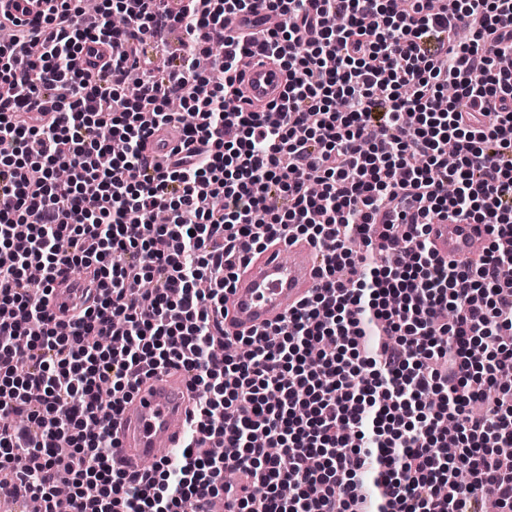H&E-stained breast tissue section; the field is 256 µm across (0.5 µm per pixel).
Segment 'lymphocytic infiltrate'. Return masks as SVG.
Wrapping results in <instances>:
<instances>
[{
  "instance_id": "1",
  "label": "lymphocytic infiltrate",
  "mask_w": 512,
  "mask_h": 512,
  "mask_svg": "<svg viewBox=\"0 0 512 512\" xmlns=\"http://www.w3.org/2000/svg\"><path fill=\"white\" fill-rule=\"evenodd\" d=\"M81 2L48 0L27 29L0 15V495L42 512L61 482L66 512H205L219 495L235 512H512V74L496 65L512 0ZM261 10L283 24L225 39V16ZM175 27L181 53L150 70L149 38ZM90 43L122 50L74 69ZM254 56L287 76L265 110L236 102ZM173 122L186 153L161 168L147 138ZM442 214L484 225L488 250L438 262ZM291 235L319 249L321 288L227 337L238 263ZM65 266L99 288L68 333L38 297ZM171 369L196 394L187 452L127 472L112 421Z\"/></svg>"
}]
</instances>
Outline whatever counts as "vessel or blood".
Wrapping results in <instances>:
<instances>
[{"mask_svg":"<svg viewBox=\"0 0 512 512\" xmlns=\"http://www.w3.org/2000/svg\"><path fill=\"white\" fill-rule=\"evenodd\" d=\"M285 74L267 59L253 58L244 70L241 85L244 106H264L279 101ZM484 226L441 216L428 228L433 254L443 262L464 261L482 247ZM319 257L303 239H289L251 254L238 270L225 294L224 332L229 336H251L281 322L317 288ZM84 282L71 273H57L48 293V304L57 322L73 326L75 308L82 303ZM191 402L185 379L169 372L147 378L128 398L112 423V455L127 471L145 462L158 461L165 449L182 447Z\"/></svg>","mask_w":512,"mask_h":512,"instance_id":"vessel-or-blood-1","label":"vessel or blood"}]
</instances>
